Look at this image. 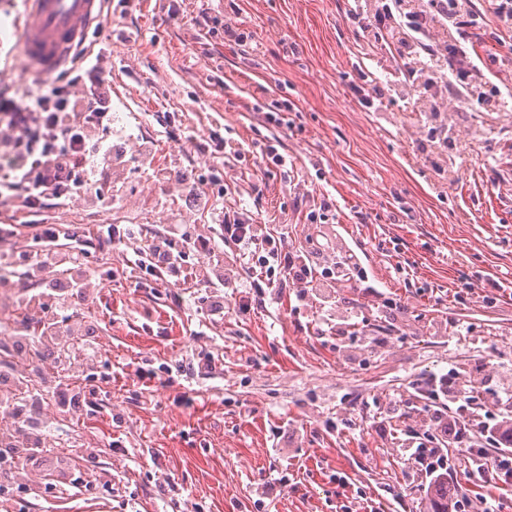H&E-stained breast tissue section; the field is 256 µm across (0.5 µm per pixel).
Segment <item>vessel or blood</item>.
I'll list each match as a JSON object with an SVG mask.
<instances>
[{
    "instance_id": "1",
    "label": "vessel or blood",
    "mask_w": 512,
    "mask_h": 512,
    "mask_svg": "<svg viewBox=\"0 0 512 512\" xmlns=\"http://www.w3.org/2000/svg\"><path fill=\"white\" fill-rule=\"evenodd\" d=\"M105 0H26L21 19L27 60L47 77L68 65L77 43L103 19Z\"/></svg>"
}]
</instances>
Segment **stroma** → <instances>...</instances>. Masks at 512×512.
<instances>
[{
	"label": "stroma",
	"instance_id": "obj_1",
	"mask_svg": "<svg viewBox=\"0 0 512 512\" xmlns=\"http://www.w3.org/2000/svg\"><path fill=\"white\" fill-rule=\"evenodd\" d=\"M464 8L479 21L461 43L488 63L471 81L499 89L468 108L410 95L418 61L371 44L348 0H109L84 48L134 135L125 174L137 192L103 208L0 197V225L22 227L0 251L80 212L91 236L131 224L160 234L178 216L211 234L180 184L151 177L176 169L314 264L350 257L367 279L326 301L266 288L257 304L253 270L227 247L218 260L235 284L213 319L196 284L137 288L119 275L139 240L93 245L96 274L69 319L92 327L94 358L24 376L106 391L99 411L40 403L48 441L94 450L96 490L68 492L73 467L35 460L0 492V512H431L407 455L417 447L450 448L449 487L512 512V495L481 482L433 417L512 415V31L487 0ZM23 12L24 0H0V95L17 100L43 79L1 33ZM228 24L250 43L228 41ZM274 100L289 104L285 124L265 118ZM436 108L459 117L447 151L430 135ZM269 145L287 168L266 167ZM326 200L327 220L312 222ZM452 372L477 388L462 413L431 395Z\"/></svg>",
	"mask_w": 512,
	"mask_h": 512
}]
</instances>
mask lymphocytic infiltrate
Returning <instances> with one entry per match:
<instances>
[{
    "label": "lymphocytic infiltrate",
    "instance_id": "1",
    "mask_svg": "<svg viewBox=\"0 0 512 512\" xmlns=\"http://www.w3.org/2000/svg\"><path fill=\"white\" fill-rule=\"evenodd\" d=\"M397 16L410 39L428 54L434 68L452 69L458 79H465L473 67L469 57L449 60L443 47L430 45L426 14L412 11L409 0H393L391 8L375 13L371 27L375 42H385L384 27L389 16ZM69 85L73 96H65L60 87H50L34 95L32 103L16 102L0 96V126L10 133L13 163L10 172L0 173V196L23 193L28 207L39 206L43 199L64 207L93 197L97 201H119L130 189L128 182H105L101 165L112 162V110L110 85L98 62L84 56L70 67ZM191 207L209 212L216 226L211 237L191 235L183 224L167 225L163 236L146 241L127 255L122 271L142 284L145 276L167 275L170 284L186 280L188 273L180 260L195 251L214 256L217 244L237 246L241 256L249 258L265 274L274 288L307 289L313 283L335 287L337 281L350 277L351 267L339 260L313 275L305 254L289 245L286 237L267 233L265 225L239 211L220 208L217 194L203 184L188 187ZM90 242L85 235L69 232L62 224H40L31 245L0 252V270L17 279L35 275L50 276L56 267L67 263L76 269L86 266ZM86 279L70 283L68 292L51 288L37 296H21V305L38 303L46 318L44 327H53V314L69 311L74 296L86 288ZM449 438L467 445L477 474L483 482L499 488H512V417L471 429L459 421L445 422ZM490 439L491 449L476 447L478 438Z\"/></svg>",
    "mask_w": 512,
    "mask_h": 512
}]
</instances>
